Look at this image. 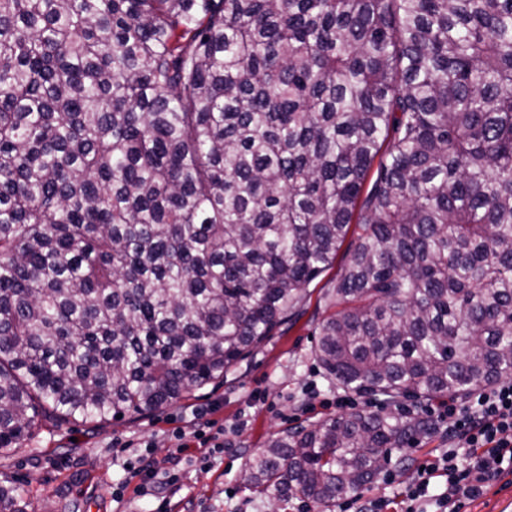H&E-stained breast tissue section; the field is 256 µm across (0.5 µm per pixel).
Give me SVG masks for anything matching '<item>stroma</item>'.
Wrapping results in <instances>:
<instances>
[{"mask_svg":"<svg viewBox=\"0 0 512 512\" xmlns=\"http://www.w3.org/2000/svg\"><path fill=\"white\" fill-rule=\"evenodd\" d=\"M321 295V288H313L303 313L228 371L223 382L161 412L101 426L40 421L20 448L0 455V480L17 485L32 512H114L112 490L131 476L113 453V440L146 442L162 456L191 409H208L223 424L232 450L190 448L193 461L181 465L177 484L161 482L151 494L131 495V512H159L164 497L179 502L181 512H301L298 496L272 509L243 485L241 474L247 458L271 437L340 413L336 400L342 392L329 385L312 354Z\"/></svg>","mask_w":512,"mask_h":512,"instance_id":"stroma-1","label":"stroma"}]
</instances>
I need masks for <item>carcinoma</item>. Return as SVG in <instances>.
Segmentation results:
<instances>
[{
	"label": "carcinoma",
	"mask_w": 512,
	"mask_h": 512,
	"mask_svg": "<svg viewBox=\"0 0 512 512\" xmlns=\"http://www.w3.org/2000/svg\"><path fill=\"white\" fill-rule=\"evenodd\" d=\"M341 250L336 386L512 375V0H0L1 452L223 381ZM434 432L330 417L243 479L333 512Z\"/></svg>",
	"instance_id": "cac0c4a2"
}]
</instances>
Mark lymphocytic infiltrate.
<instances>
[{
	"label": "lymphocytic infiltrate",
	"mask_w": 512,
	"mask_h": 512,
	"mask_svg": "<svg viewBox=\"0 0 512 512\" xmlns=\"http://www.w3.org/2000/svg\"><path fill=\"white\" fill-rule=\"evenodd\" d=\"M425 409L448 421L447 449L418 461L410 477L389 471L382 480L403 483L402 512H463L495 481L512 474V380L475 390L462 400L429 403ZM223 434L216 421L197 412L189 426L172 434L162 457L141 452L130 441L121 442L120 448L129 472L140 477L138 490L143 493L160 475L176 484L178 467L189 462L191 446L223 448Z\"/></svg>",
	"instance_id": "lymphocytic-infiltrate-1"
}]
</instances>
